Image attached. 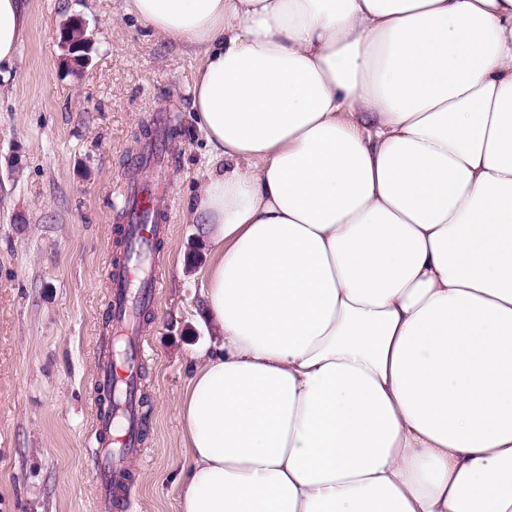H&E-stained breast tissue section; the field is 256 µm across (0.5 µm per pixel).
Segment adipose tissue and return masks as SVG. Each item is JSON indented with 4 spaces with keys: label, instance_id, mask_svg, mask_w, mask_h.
Returning <instances> with one entry per match:
<instances>
[{
    "label": "adipose tissue",
    "instance_id": "adipose-tissue-1",
    "mask_svg": "<svg viewBox=\"0 0 512 512\" xmlns=\"http://www.w3.org/2000/svg\"><path fill=\"white\" fill-rule=\"evenodd\" d=\"M125 11L209 154L177 512H512V0Z\"/></svg>",
    "mask_w": 512,
    "mask_h": 512
}]
</instances>
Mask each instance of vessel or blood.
<instances>
[{
    "instance_id": "obj_1",
    "label": "vessel or blood",
    "mask_w": 512,
    "mask_h": 512,
    "mask_svg": "<svg viewBox=\"0 0 512 512\" xmlns=\"http://www.w3.org/2000/svg\"><path fill=\"white\" fill-rule=\"evenodd\" d=\"M165 184L146 187L128 184L124 198L134 219L122 229L129 243V260L116 263L109 273L112 304V333L126 342L121 359H107L96 379L101 386L117 389L122 400L112 412L96 409L92 435L95 439L96 512H112L113 501L130 496L127 462L141 454L142 415L139 405V359L144 343L134 312L155 305L159 279L155 272L153 247L165 232Z\"/></svg>"
}]
</instances>
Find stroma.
Segmentation results:
<instances>
[{
    "label": "stroma",
    "mask_w": 512,
    "mask_h": 512,
    "mask_svg": "<svg viewBox=\"0 0 512 512\" xmlns=\"http://www.w3.org/2000/svg\"><path fill=\"white\" fill-rule=\"evenodd\" d=\"M124 0H27L30 24L0 80V512H95L91 404L109 351L107 271L127 180L155 126L173 129L172 214L160 242L156 307L145 316L143 458L135 492L112 512H176L184 463L176 401L193 354L211 343L198 316L208 249L190 216L208 148L189 87L196 58L160 40ZM80 19L93 48L69 68L62 25Z\"/></svg>",
    "instance_id": "stroma-1"
}]
</instances>
